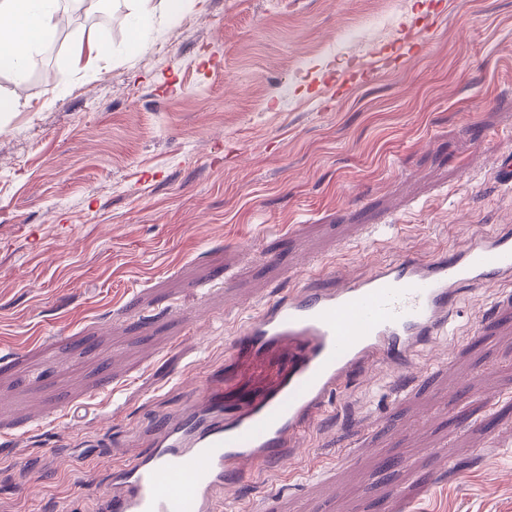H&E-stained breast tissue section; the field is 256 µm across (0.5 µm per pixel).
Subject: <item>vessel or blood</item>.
Here are the masks:
<instances>
[{
    "label": "vessel or blood",
    "mask_w": 512,
    "mask_h": 512,
    "mask_svg": "<svg viewBox=\"0 0 512 512\" xmlns=\"http://www.w3.org/2000/svg\"><path fill=\"white\" fill-rule=\"evenodd\" d=\"M510 281L506 225L448 254L402 256L337 288L279 295L244 324L231 352L238 366L281 355L270 384L230 398L223 378L211 381L198 405L153 426L145 455L113 468L98 512H220L218 491L301 457L307 432L334 413L351 380L377 368L407 371L421 348L446 334L465 289ZM498 310L479 331L512 325L511 292Z\"/></svg>",
    "instance_id": "b4317fda"
}]
</instances>
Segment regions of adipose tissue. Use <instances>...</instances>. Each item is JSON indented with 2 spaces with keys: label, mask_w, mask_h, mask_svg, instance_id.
Segmentation results:
<instances>
[{
  "label": "adipose tissue",
  "mask_w": 512,
  "mask_h": 512,
  "mask_svg": "<svg viewBox=\"0 0 512 512\" xmlns=\"http://www.w3.org/2000/svg\"><path fill=\"white\" fill-rule=\"evenodd\" d=\"M59 11L60 0H0V71L25 77L30 58L55 37Z\"/></svg>",
  "instance_id": "1"
}]
</instances>
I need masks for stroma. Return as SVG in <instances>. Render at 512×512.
<instances>
[{"label":"stroma","mask_w":512,"mask_h":512,"mask_svg":"<svg viewBox=\"0 0 512 512\" xmlns=\"http://www.w3.org/2000/svg\"><path fill=\"white\" fill-rule=\"evenodd\" d=\"M101 10L37 78L0 73V512H97L279 293L512 225V0H190L138 49L130 0ZM89 31L102 54L73 66ZM500 291L420 351L449 366L433 386L352 380L305 461L221 500L512 512V327L471 336Z\"/></svg>","instance_id":"obj_1"}]
</instances>
